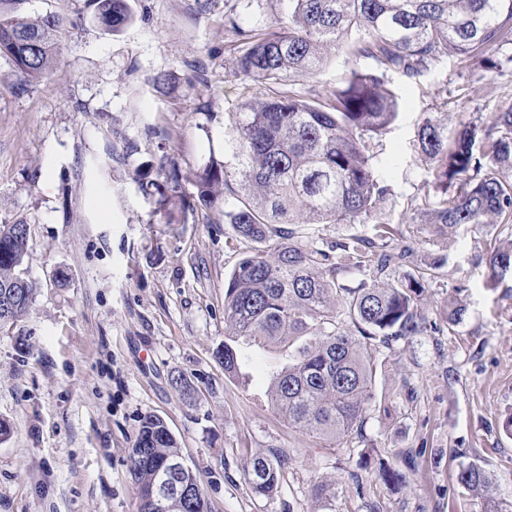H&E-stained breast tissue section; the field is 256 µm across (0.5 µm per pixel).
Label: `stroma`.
Wrapping results in <instances>:
<instances>
[{
	"instance_id": "stroma-1",
	"label": "stroma",
	"mask_w": 512,
	"mask_h": 512,
	"mask_svg": "<svg viewBox=\"0 0 512 512\" xmlns=\"http://www.w3.org/2000/svg\"><path fill=\"white\" fill-rule=\"evenodd\" d=\"M133 20L100 26L86 0H0V11L82 13L59 65L43 82L21 79L0 57V225L29 229L26 271L36 292L20 321L0 328V512H136L127 459L144 416L160 415L200 476L210 512H481L456 481L460 465L489 475L512 507V273L487 285L485 243L493 228L464 226L456 238L413 224L434 193L416 131L431 112L449 130L512 107V45L491 47V69L451 56L414 79L387 81L403 96L396 124L371 142L391 164L387 218L399 221L417 260L445 257L422 295L436 317L453 286L468 311L455 335L416 336L380 348L362 437L339 446L289 427L268 393L288 354L240 341L241 373L228 377L215 351L224 341V282L243 256L221 208L169 203L161 169L174 160L182 191L210 164L235 167L225 113L241 81L224 40V16L268 28L285 0H129ZM164 74L168 82L156 87ZM155 184L144 197L138 184ZM197 391L190 403L175 372ZM417 450L414 470L392 490L360 457ZM289 464L278 492L253 496L244 466L268 450ZM333 483L325 502L315 483Z\"/></svg>"
}]
</instances>
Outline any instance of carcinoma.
<instances>
[{
    "label": "carcinoma",
    "mask_w": 512,
    "mask_h": 512,
    "mask_svg": "<svg viewBox=\"0 0 512 512\" xmlns=\"http://www.w3.org/2000/svg\"><path fill=\"white\" fill-rule=\"evenodd\" d=\"M101 25L117 32L131 22L128 0H92ZM288 17L266 30L229 18L224 35L235 57L233 73L246 82L239 111L228 113L237 168L212 165L195 179L196 195H181L178 167L164 169L180 208L224 205L234 237L256 245L224 285L227 336L215 351L224 373L240 371L241 338L292 350L293 363L274 381L270 401L288 425L337 442L360 435L368 407L379 406L375 381L379 345L390 347L428 333L452 334L463 321V287L448 293L440 322L418 304L445 260L419 265L413 249L390 242L401 234L385 217L390 189L376 172L371 139L386 133L403 102L387 84L390 73L423 75L448 56L485 65V50L512 42V0H288ZM77 21L59 14H0V57L28 82L58 65L62 35ZM343 49L356 67L314 97L296 82L315 74L328 51ZM436 196L417 209L422 229L450 236L462 225L499 228L486 249L487 284L499 287L512 268V108L464 125L448 136L447 123L428 117L417 130ZM295 224H370L372 236L353 235L327 247L302 242ZM28 229L0 225V328L29 310L35 288L25 268ZM370 281L349 288L339 280L346 265ZM345 313L350 325L339 321ZM183 457L176 437L157 415L145 416L128 455L137 512L159 467ZM288 459L270 449L245 471L252 492L273 496ZM377 478L405 484L403 471L379 463ZM177 512H209L202 481ZM458 484L480 500L482 512H507L486 471L475 464L457 473Z\"/></svg>",
    "instance_id": "obj_1"
}]
</instances>
